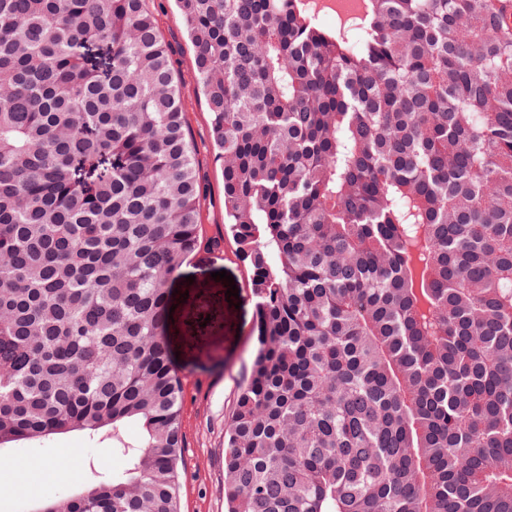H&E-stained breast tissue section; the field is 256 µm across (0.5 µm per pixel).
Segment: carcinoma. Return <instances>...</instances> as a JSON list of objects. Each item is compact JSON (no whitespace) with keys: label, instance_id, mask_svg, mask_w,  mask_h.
Returning <instances> with one entry per match:
<instances>
[{"label":"carcinoma","instance_id":"1","mask_svg":"<svg viewBox=\"0 0 512 512\" xmlns=\"http://www.w3.org/2000/svg\"><path fill=\"white\" fill-rule=\"evenodd\" d=\"M177 3L260 318L229 512H512V0ZM199 194L146 0H0V449L126 461L37 512H177Z\"/></svg>","mask_w":512,"mask_h":512}]
</instances>
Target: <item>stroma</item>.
Returning <instances> with one entry per match:
<instances>
[{
    "label": "stroma",
    "instance_id": "obj_1",
    "mask_svg": "<svg viewBox=\"0 0 512 512\" xmlns=\"http://www.w3.org/2000/svg\"><path fill=\"white\" fill-rule=\"evenodd\" d=\"M172 68L180 81L186 129L195 148L199 205L207 246L188 255L168 283V352L183 383V422L179 512H224V433L236 396L246 384L258 347L256 301L245 264L238 260L224 224V174L216 158L206 99L196 79L194 53L175 0H147ZM227 271L228 280L213 279ZM236 284L239 306L229 305L227 289ZM212 318L198 326L199 307ZM9 465L0 467V512H32L41 500L77 491L76 482L48 479L49 463L70 469L81 465L83 477L112 476L124 464L107 443L74 431L9 449ZM24 474V494L9 493L15 474Z\"/></svg>",
    "mask_w": 512,
    "mask_h": 512
}]
</instances>
